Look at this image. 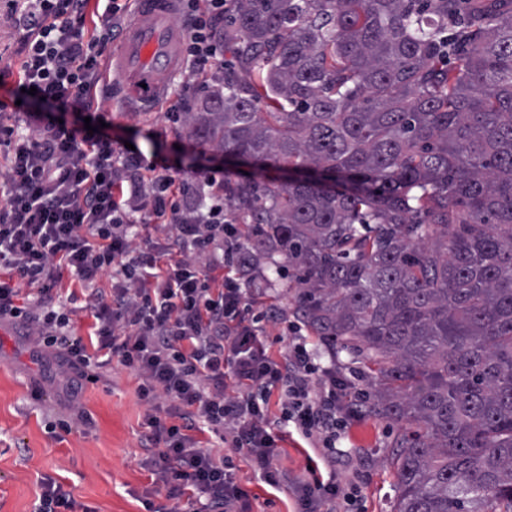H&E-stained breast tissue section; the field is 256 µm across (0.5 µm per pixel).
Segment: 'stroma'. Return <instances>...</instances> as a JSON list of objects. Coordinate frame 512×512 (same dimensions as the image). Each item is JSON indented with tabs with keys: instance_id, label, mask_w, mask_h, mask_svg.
<instances>
[{
	"instance_id": "obj_1",
	"label": "stroma",
	"mask_w": 512,
	"mask_h": 512,
	"mask_svg": "<svg viewBox=\"0 0 512 512\" xmlns=\"http://www.w3.org/2000/svg\"><path fill=\"white\" fill-rule=\"evenodd\" d=\"M94 104L107 112V133L114 142L163 157L182 174L199 165L219 166L225 180L234 182L249 170L248 164L231 162L213 147L189 139L166 112L124 111L118 88L98 84ZM252 276L257 302L293 311L287 278L278 277L265 257L254 258ZM32 347V341L0 335V512H34L47 477L96 512H145L141 496L153 477L144 464V409L136 373L107 365L100 382L86 385L73 404L65 391L46 385L43 364L27 356ZM62 419L77 420L78 428L57 439L48 426ZM397 432L396 424L370 414L352 422L338 443L351 455L352 470L364 475L361 512L395 510L398 489L391 457ZM233 461L237 482L253 497L252 512H291L288 491L269 494L243 457ZM269 498L275 507H266Z\"/></svg>"
}]
</instances>
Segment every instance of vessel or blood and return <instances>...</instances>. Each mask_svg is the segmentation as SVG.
I'll return each instance as SVG.
<instances>
[{"label":"vessel or blood","mask_w":512,"mask_h":512,"mask_svg":"<svg viewBox=\"0 0 512 512\" xmlns=\"http://www.w3.org/2000/svg\"><path fill=\"white\" fill-rule=\"evenodd\" d=\"M182 0H133L110 66L128 112H155L167 101L182 65L186 30L178 25Z\"/></svg>","instance_id":"vessel-or-blood-1"}]
</instances>
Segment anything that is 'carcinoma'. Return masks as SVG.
I'll return each instance as SVG.
<instances>
[{
	"mask_svg": "<svg viewBox=\"0 0 512 512\" xmlns=\"http://www.w3.org/2000/svg\"><path fill=\"white\" fill-rule=\"evenodd\" d=\"M186 132L296 317L376 366L396 512H512V0H231Z\"/></svg>",
	"mask_w": 512,
	"mask_h": 512,
	"instance_id": "obj_1",
	"label": "carcinoma"
}]
</instances>
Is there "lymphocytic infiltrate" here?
I'll return each instance as SVG.
<instances>
[{"label": "lymphocytic infiltrate", "mask_w": 512, "mask_h": 512, "mask_svg": "<svg viewBox=\"0 0 512 512\" xmlns=\"http://www.w3.org/2000/svg\"><path fill=\"white\" fill-rule=\"evenodd\" d=\"M8 2L6 18L22 32L17 86L35 88L38 103L28 134L0 128L9 148L0 172V270L7 272L0 320L35 331L49 379L70 396L98 382L106 362L136 372L147 463L168 499L164 506L144 499L146 512H251L230 457L197 440L204 430L244 456L267 486L289 489L294 512H325L338 501L355 512L359 488L332 467L358 417L344 391L365 394L366 382L322 365L282 308H256L248 250L225 241L233 228L224 222L222 171L180 177L116 145L98 125L103 115L93 109L92 90L125 6L109 0L99 32L89 37L87 0ZM228 7L229 0H185L189 77L169 109L171 121L191 111L201 85L223 77ZM55 109L76 113V122H56ZM89 121L95 132L87 131ZM150 227L173 234L161 245L147 235ZM63 268L86 286L91 339L71 332L72 309L54 294ZM107 272L113 283L106 294L95 283ZM273 331L286 344L277 358L264 347ZM274 398L276 417L269 414ZM290 435L321 461L307 476L289 477L276 464L278 444Z\"/></svg>", "instance_id": "f902f5d3"}]
</instances>
